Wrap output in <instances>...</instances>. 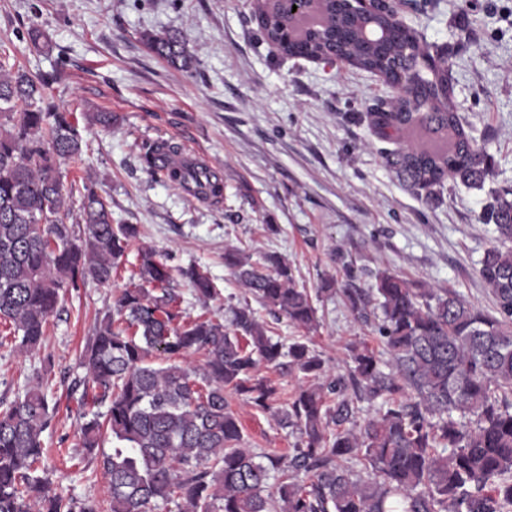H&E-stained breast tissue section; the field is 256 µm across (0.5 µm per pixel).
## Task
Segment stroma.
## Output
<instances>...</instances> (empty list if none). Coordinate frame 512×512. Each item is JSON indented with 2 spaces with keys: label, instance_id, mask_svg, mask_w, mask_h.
<instances>
[{
  "label": "stroma",
  "instance_id": "stroma-1",
  "mask_svg": "<svg viewBox=\"0 0 512 512\" xmlns=\"http://www.w3.org/2000/svg\"><path fill=\"white\" fill-rule=\"evenodd\" d=\"M255 0H0V53L33 75L52 77L49 93L74 113L86 143L81 161L59 160L68 205L78 210L83 179L96 182L116 224H134L132 240L109 282L86 279L66 293L41 349L22 355L0 346V401L46 376L58 412L42 436L53 492L90 500L109 512L99 455L79 445L80 407L71 393L83 377L81 353L98 316L130 287L140 249L171 268L199 265L217 293L197 299L181 277L171 281L181 310L227 320L247 293L224 265L237 248L259 261L279 254L311 293L318 328L313 348L330 371L345 372L351 346L373 342L374 320L347 306L343 265L369 292L387 269L429 288H451L492 309L478 270L495 241L479 216L492 190L512 187V0H414L401 15L446 49L459 114L485 138L494 168L483 187L446 183L440 199L409 189L383 157L390 142L366 114L387 100L381 80L347 64L289 58L260 37ZM36 25L48 45L21 33ZM144 31L175 32L197 61L174 68L140 40ZM112 113L111 127L87 124L88 108ZM168 142L201 157L224 185L213 200L148 172L143 144ZM332 291H323L325 280ZM247 446L285 454L297 441L271 412L233 398Z\"/></svg>",
  "mask_w": 512,
  "mask_h": 512
}]
</instances>
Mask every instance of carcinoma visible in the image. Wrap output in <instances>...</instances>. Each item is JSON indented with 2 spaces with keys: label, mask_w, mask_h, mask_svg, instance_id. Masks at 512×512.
Returning a JSON list of instances; mask_svg holds the SVG:
<instances>
[{
  "label": "carcinoma",
  "mask_w": 512,
  "mask_h": 512,
  "mask_svg": "<svg viewBox=\"0 0 512 512\" xmlns=\"http://www.w3.org/2000/svg\"><path fill=\"white\" fill-rule=\"evenodd\" d=\"M264 37L287 57H334L383 77L388 107L368 112L384 141L420 129L432 147L385 152L387 165L431 196L453 179L480 187L494 161L456 112L448 56L389 11L363 15L347 0H317L315 14L284 35L275 4L265 3ZM141 42L171 65L195 61L176 34L143 32ZM50 82L0 59V346L22 354L41 347L65 293L91 278L105 283L136 238L134 224H112L109 203L83 185L80 216L68 224L59 158L81 156L83 140L71 112L46 93ZM169 143L144 146L148 170L194 184L219 198L223 183L209 169H169ZM512 190L494 192L482 219L497 240L479 274L496 301L490 314L453 289L427 288L382 271L372 292L376 331L387 360L361 342L353 367L325 374L309 341L284 345L249 304L230 308L232 330L211 318L182 314L169 288L171 272L155 252L141 250L138 284L98 318L82 354L80 444L89 454L112 438L103 455L110 512H512ZM224 264L275 316L316 328V310L276 254L253 264L224 252ZM195 295L215 294L207 272L179 269ZM341 293L368 318V302L352 283ZM196 354L203 363L196 367ZM170 360L165 367L152 358ZM288 362H283V359ZM294 368L313 383L295 392L277 422L299 435L287 455L244 447L228 396L245 395L268 409L276 388L259 365ZM374 408L363 424L358 403ZM57 402L41 383L0 404V512H97L90 501L50 491L42 435ZM364 465L366 475L354 472ZM309 480L298 478L300 472Z\"/></svg>",
  "instance_id": "cac0c4a2"
}]
</instances>
